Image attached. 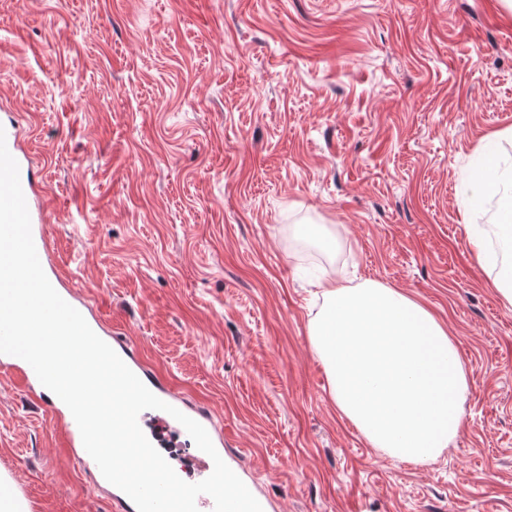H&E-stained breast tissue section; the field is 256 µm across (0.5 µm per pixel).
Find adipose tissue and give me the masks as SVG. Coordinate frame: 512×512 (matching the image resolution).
Here are the masks:
<instances>
[{"label":"adipose tissue","mask_w":512,"mask_h":512,"mask_svg":"<svg viewBox=\"0 0 512 512\" xmlns=\"http://www.w3.org/2000/svg\"><path fill=\"white\" fill-rule=\"evenodd\" d=\"M463 185L469 213L497 199L499 251L485 246L482 225L468 226L479 265L512 256V168L491 156L471 164ZM501 298L512 305V263L499 264ZM324 305L309 325L332 399L372 447L416 463L436 459L457 434L469 383L457 346L436 315L408 294L366 281L322 285Z\"/></svg>","instance_id":"1"}]
</instances>
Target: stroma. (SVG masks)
<instances>
[{"label":"stroma","instance_id":"1","mask_svg":"<svg viewBox=\"0 0 512 512\" xmlns=\"http://www.w3.org/2000/svg\"><path fill=\"white\" fill-rule=\"evenodd\" d=\"M0 124L48 268L205 402L266 512H512V306L468 245L461 175L501 134L502 0H0ZM403 290L470 391L431 463L338 412L318 279ZM49 410L0 378V474L35 512H114ZM5 131V140H6V146L10 154L13 156V158L17 161L19 166V176H20V182L21 187L25 196V200L27 203L29 215H30V221L32 219V213H33V205H34V196L35 191L32 182L30 181L29 177L25 175L21 162H20V153L22 151L21 145L18 139V136L16 132H14L12 129L8 127L3 128Z\"/></svg>","mask_w":512,"mask_h":512}]
</instances>
